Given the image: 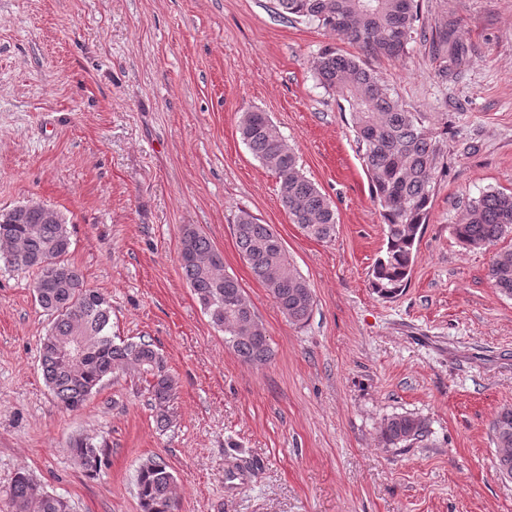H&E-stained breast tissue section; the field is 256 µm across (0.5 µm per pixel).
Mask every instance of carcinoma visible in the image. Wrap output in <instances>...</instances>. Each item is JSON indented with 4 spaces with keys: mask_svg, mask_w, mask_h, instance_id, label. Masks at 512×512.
Listing matches in <instances>:
<instances>
[{
    "mask_svg": "<svg viewBox=\"0 0 512 512\" xmlns=\"http://www.w3.org/2000/svg\"><path fill=\"white\" fill-rule=\"evenodd\" d=\"M275 13L286 21H314L346 37L369 56L400 58L406 54L415 23L417 0H274ZM316 80L326 89L343 93L350 107L373 198L382 209L386 238L377 258L371 287L382 299L400 295L408 282L417 237L426 224L436 172L448 166V140L425 112H410L394 97L388 82L355 57L326 49L315 58ZM239 132L254 157L279 179L281 202L293 223L319 241L336 234V218L329 201L301 171L295 152L275 130L265 112L242 114ZM33 202L0 213V257L20 270L35 272L34 297L52 317L40 342V360L46 385L69 411L80 409L114 370L128 364L152 377L149 394L159 409L158 422L168 424L164 407L174 391V380L154 344L141 340L117 342L112 337L110 305L97 289L85 283L81 271L67 256L71 235L60 214L40 221ZM512 231V194L486 191L472 200L456 237L466 246L487 248ZM237 247L255 278L262 283L288 321L306 323L313 311L314 293L289 260L279 235L242 210L234 224ZM180 264L186 280L224 331L226 344L251 365L271 357L265 330L238 331L255 311L239 308L243 289L224 272L223 258L208 237L187 227L181 237ZM488 276L498 291L512 298V251L495 254ZM81 343L84 357L72 363L62 350ZM497 448L510 452L495 456L501 475L512 476V407L498 411L492 422ZM428 436L425 422L412 414L386 419L382 442L408 448ZM72 450L83 471L94 475L106 465L109 450L83 439ZM173 474L160 458L143 462L136 478L142 512H175ZM15 512H71L69 503L45 492L26 472L15 475L8 491Z\"/></svg>",
    "mask_w": 512,
    "mask_h": 512,
    "instance_id": "obj_1",
    "label": "carcinoma"
}]
</instances>
